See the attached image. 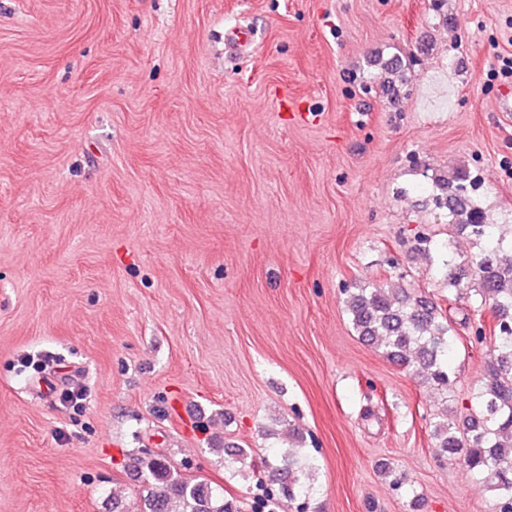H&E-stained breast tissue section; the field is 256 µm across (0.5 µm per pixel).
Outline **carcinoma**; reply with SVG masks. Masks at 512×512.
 <instances>
[{
  "instance_id": "obj_1",
  "label": "carcinoma",
  "mask_w": 512,
  "mask_h": 512,
  "mask_svg": "<svg viewBox=\"0 0 512 512\" xmlns=\"http://www.w3.org/2000/svg\"><path fill=\"white\" fill-rule=\"evenodd\" d=\"M383 85L396 88L400 66L383 65ZM469 175L460 170L434 178L432 199L446 211L448 223L482 244L474 260L458 261L444 244L440 259L448 293L469 302L479 319L471 325L470 342H491L497 352L486 377L471 393V408L462 424L443 418L434 425L436 447L442 457L458 458L493 492L494 512H512V239L497 236L470 196ZM351 324L362 340L382 348L386 358L408 369L426 373L429 383L446 390L451 383L448 356L457 348L456 330L447 310L427 296H413L405 288H342ZM492 312L487 326L480 315ZM146 471L140 512H237L233 502L213 493L203 478H187L159 458L140 460ZM269 483L253 501V512H265L276 501L288 509L306 512L297 500L309 495L306 479L313 464L308 455L292 448L288 455L267 464Z\"/></svg>"
}]
</instances>
